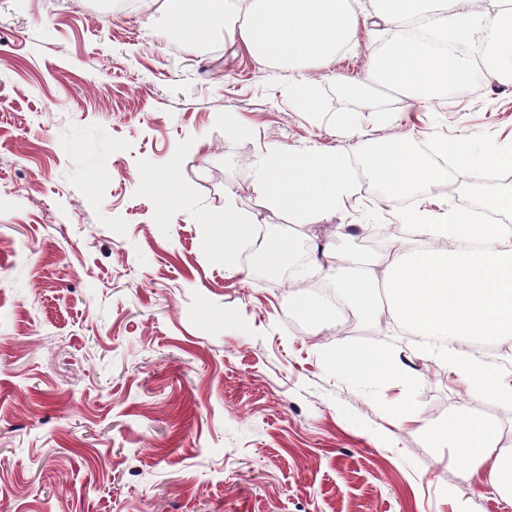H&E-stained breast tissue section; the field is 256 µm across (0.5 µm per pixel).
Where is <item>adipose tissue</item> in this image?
I'll list each match as a JSON object with an SVG mask.
<instances>
[{"label": "adipose tissue", "mask_w": 512, "mask_h": 512, "mask_svg": "<svg viewBox=\"0 0 512 512\" xmlns=\"http://www.w3.org/2000/svg\"><path fill=\"white\" fill-rule=\"evenodd\" d=\"M177 0L176 28L189 44L223 35L230 46L258 60L295 71L293 95L300 109L318 108L317 77L333 73L360 28L379 19L391 25V48L369 58L365 79L398 92L406 107L430 104L440 93L481 78L512 83V9L500 0ZM426 20L435 37L411 40L403 28ZM484 33L487 61L476 69L471 56L455 54L452 41H473ZM209 223L224 227V269L238 271L242 251L256 249L266 270L288 268L296 288L295 311L315 322H343L357 314L364 322L385 320L432 340L431 357L469 395L512 405V371L465 350L472 339L512 348V226L480 223L466 211L443 215L418 208L405 214L409 238L385 251L336 252L316 263V276L334 299L302 293L306 280L300 239L270 237L256 215L242 208L235 188L224 190L223 207ZM330 364L350 382L377 386L395 370L384 353L340 346ZM433 448L455 449L469 476L482 478L512 506V445L500 423L459 408L436 423H422Z\"/></svg>", "instance_id": "1"}]
</instances>
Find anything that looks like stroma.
Listing matches in <instances>:
<instances>
[{
  "label": "stroma",
  "instance_id": "obj_1",
  "mask_svg": "<svg viewBox=\"0 0 512 512\" xmlns=\"http://www.w3.org/2000/svg\"><path fill=\"white\" fill-rule=\"evenodd\" d=\"M113 0H0V512H512L429 447L395 400L436 422L460 406L503 426L512 407L472 401L423 346L386 328L311 325L253 257L225 272L206 212L225 187L267 232L330 250L328 224H292L247 192L259 147H348L389 128L512 142V85L471 83L426 108L362 81L387 45L361 31L337 63L366 90L316 87L298 112L287 71ZM234 113L244 133L224 132ZM175 170L182 212L160 220L146 177ZM396 210L360 178L345 223ZM377 349L419 379L364 388L326 362Z\"/></svg>",
  "mask_w": 512,
  "mask_h": 512
}]
</instances>
